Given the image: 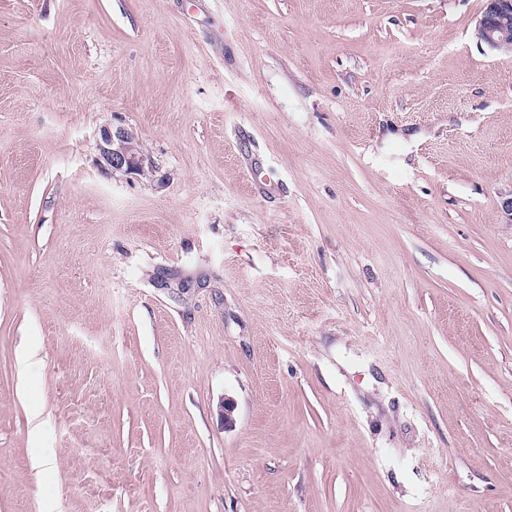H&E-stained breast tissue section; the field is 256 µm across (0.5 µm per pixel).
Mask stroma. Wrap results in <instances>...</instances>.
Wrapping results in <instances>:
<instances>
[{"mask_svg": "<svg viewBox=\"0 0 512 512\" xmlns=\"http://www.w3.org/2000/svg\"><path fill=\"white\" fill-rule=\"evenodd\" d=\"M482 6L0 0V512H512ZM136 137L122 126L104 127L100 131L99 151L101 165L112 174H135L153 167L148 153L137 146Z\"/></svg>", "mask_w": 512, "mask_h": 512, "instance_id": "35a3bbf8", "label": "stroma"}]
</instances>
